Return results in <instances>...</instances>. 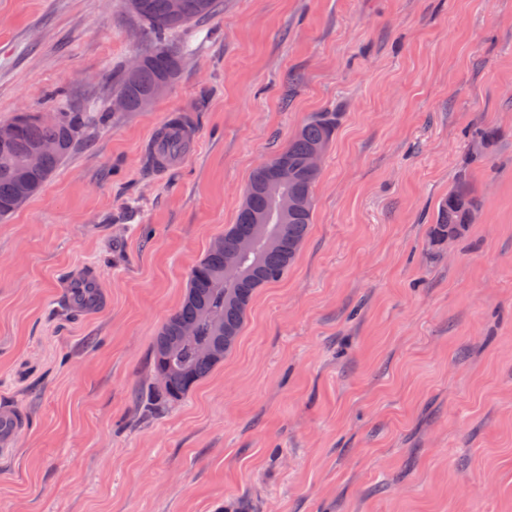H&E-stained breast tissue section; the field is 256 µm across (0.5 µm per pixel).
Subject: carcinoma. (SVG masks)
Returning a JSON list of instances; mask_svg holds the SVG:
<instances>
[{
  "label": "carcinoma",
  "instance_id": "obj_1",
  "mask_svg": "<svg viewBox=\"0 0 512 512\" xmlns=\"http://www.w3.org/2000/svg\"><path fill=\"white\" fill-rule=\"evenodd\" d=\"M217 3L218 0H135L130 11L161 36L210 16ZM141 57L138 72L132 77L125 73L120 79L119 98L128 112L142 110V102L154 86L161 81L174 83L180 69L179 53L166 43H158ZM18 116L14 137L7 143L0 142V221L9 218L42 189L72 151L86 120L82 112H61L60 120L53 125L42 123L36 113L20 112ZM341 117L340 112L314 113L286 147L253 170L237 221L220 236L224 249H208L192 268L183 301L154 336L152 372L166 374L168 386L163 390L151 387L145 406L183 402L220 364L218 360L202 358L201 351L222 334L228 337L224 353L231 352L257 290L288 274L312 223L313 188L320 176L319 171L307 166V156L316 145L333 140ZM45 142L54 143L55 151L44 155L37 168H26L30 155ZM188 145L187 126L175 118L158 130L152 150L167 165L177 160ZM271 182L298 196L301 208L274 220L279 225L276 242L261 244L260 262L252 279H238L224 270V251L234 249L243 237L255 236V219L271 209L267 192ZM478 209L479 201L473 192L466 183H458L438 205L430 227L431 237L438 242L448 239L450 234L462 235L469 226V214ZM187 325L193 328L194 336L182 341L181 331Z\"/></svg>",
  "mask_w": 512,
  "mask_h": 512
}]
</instances>
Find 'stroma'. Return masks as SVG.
Segmentation results:
<instances>
[{
  "mask_svg": "<svg viewBox=\"0 0 512 512\" xmlns=\"http://www.w3.org/2000/svg\"><path fill=\"white\" fill-rule=\"evenodd\" d=\"M167 42L176 83L125 112L116 77L154 45L126 0H0V124L87 115L0 222V403L29 417L0 512H512V0H223ZM331 110L287 276L185 401L144 410L192 267ZM179 115L194 141L156 175ZM461 181L477 221L432 243ZM83 265L110 294L90 318L57 293Z\"/></svg>",
  "mask_w": 512,
  "mask_h": 512,
  "instance_id": "stroma-1",
  "label": "stroma"
}]
</instances>
